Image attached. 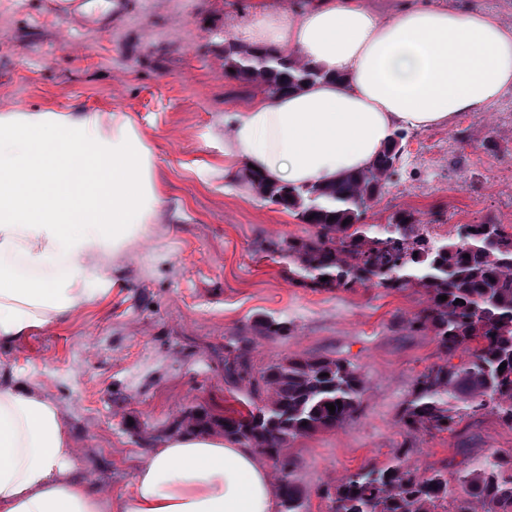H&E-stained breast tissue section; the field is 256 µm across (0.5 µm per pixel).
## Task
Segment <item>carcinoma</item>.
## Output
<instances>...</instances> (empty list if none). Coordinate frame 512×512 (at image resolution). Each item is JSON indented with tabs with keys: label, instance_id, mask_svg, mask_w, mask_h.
<instances>
[{
	"label": "carcinoma",
	"instance_id": "carcinoma-1",
	"mask_svg": "<svg viewBox=\"0 0 512 512\" xmlns=\"http://www.w3.org/2000/svg\"><path fill=\"white\" fill-rule=\"evenodd\" d=\"M229 69L270 95L326 78L296 55L277 57L233 43L224 46ZM398 145L393 141L370 169L328 184L299 188L253 172L245 178L261 197L316 228L314 235L284 240L276 249L303 285L350 290L371 283L427 295L412 323L433 334L448 360L414 379L399 419L407 432L454 434L465 418L483 411L512 428V232L498 224H469L454 238L434 240L410 216L396 215L378 231L364 223L384 192V177L401 159ZM244 343L243 336L225 338L224 373L244 387L253 409L224 417L219 427L225 437L276 461L283 474L279 512H309L284 448L355 419L365 383L343 358H284L257 368ZM459 353L466 360L452 363ZM322 497L330 512H475L476 503L484 512H512V452L493 449L476 464L461 461L451 479L446 469L425 474L398 457L358 469L324 488Z\"/></svg>",
	"mask_w": 512,
	"mask_h": 512
}]
</instances>
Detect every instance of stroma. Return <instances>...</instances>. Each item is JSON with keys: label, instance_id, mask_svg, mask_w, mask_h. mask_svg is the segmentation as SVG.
<instances>
[{"label": "stroma", "instance_id": "obj_1", "mask_svg": "<svg viewBox=\"0 0 512 512\" xmlns=\"http://www.w3.org/2000/svg\"><path fill=\"white\" fill-rule=\"evenodd\" d=\"M248 0H127L110 27H77L47 0H0V113L53 109L121 112L145 133L165 188L152 248L113 261L108 298L58 323L0 342V376L59 407L78 470L120 497L152 449L216 422L246 397L224 378V340L248 339L256 365L328 355L350 360L366 384L353 421L291 443L294 481L310 512L323 488L362 466L404 455L422 472L512 449V428L490 412L457 435H409L398 413L414 378L443 363L431 332L411 326L423 293L371 285H302L272 256L284 239L312 234L294 213L224 178V116L256 90L226 75L224 33ZM400 170L366 215L387 224L411 213L432 237L481 223L512 227V90L486 112L406 132ZM283 333H260L261 321Z\"/></svg>", "mask_w": 512, "mask_h": 512}]
</instances>
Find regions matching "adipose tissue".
<instances>
[{"label": "adipose tissue", "mask_w": 512, "mask_h": 512, "mask_svg": "<svg viewBox=\"0 0 512 512\" xmlns=\"http://www.w3.org/2000/svg\"><path fill=\"white\" fill-rule=\"evenodd\" d=\"M229 41L300 57L325 79L258 94L224 118V175L251 165L295 187L369 169L401 130L487 111L512 89V28L480 9L408 0H257ZM164 194L143 132L126 116L53 110L0 116V340L106 298L109 255L151 236ZM67 424L41 392L0 384V512H278L250 449L182 434L153 449L118 498L76 469Z\"/></svg>", "instance_id": "adipose-tissue-1"}]
</instances>
